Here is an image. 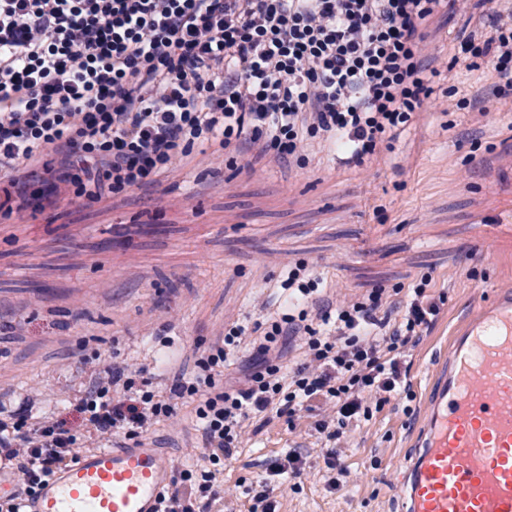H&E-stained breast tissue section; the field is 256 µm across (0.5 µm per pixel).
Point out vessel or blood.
I'll use <instances>...</instances> for the list:
<instances>
[{"instance_id": "1", "label": "vessel or blood", "mask_w": 512, "mask_h": 512, "mask_svg": "<svg viewBox=\"0 0 512 512\" xmlns=\"http://www.w3.org/2000/svg\"><path fill=\"white\" fill-rule=\"evenodd\" d=\"M403 479V512H512V293L468 314ZM172 482L152 440L88 451L46 478L21 512H159Z\"/></svg>"}]
</instances>
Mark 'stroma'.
Listing matches in <instances>:
<instances>
[{
	"label": "stroma",
	"mask_w": 512,
	"mask_h": 512,
	"mask_svg": "<svg viewBox=\"0 0 512 512\" xmlns=\"http://www.w3.org/2000/svg\"><path fill=\"white\" fill-rule=\"evenodd\" d=\"M487 0L455 15L431 46L451 52L458 35L489 30ZM488 62H465L437 78L424 112L392 149L355 164L346 149L314 158L291 176L267 167L248 174L223 159L134 190L102 215L99 204H60L20 229L0 231V370L39 386L51 408L76 422L61 393L80 358L101 353L135 362L209 347L225 316L249 313L256 291L305 261L355 295L432 274L444 313L410 349L413 400H391L339 443L349 477L326 486L323 447L308 418L263 427L218 481L224 512H249L265 464L300 446L311 466L298 489L275 486L278 512H398L400 474L428 418L426 388L451 334L475 300L512 288V112L492 96ZM481 93L483 111L444 109L448 87ZM153 440L176 465L196 463L198 424L183 412Z\"/></svg>",
	"instance_id": "35a3bbf8"
}]
</instances>
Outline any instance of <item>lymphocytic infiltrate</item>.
<instances>
[{
	"instance_id": "f902f5d3",
	"label": "lymphocytic infiltrate",
	"mask_w": 512,
	"mask_h": 512,
	"mask_svg": "<svg viewBox=\"0 0 512 512\" xmlns=\"http://www.w3.org/2000/svg\"><path fill=\"white\" fill-rule=\"evenodd\" d=\"M466 2L0 0V219L64 200L114 207L198 153L290 171L307 167L309 148L341 141L361 162L423 111L440 75L424 30ZM457 52L491 58L494 95L512 104V12ZM432 281L334 300L312 266L291 264L280 288L301 309L260 333L246 315L230 319L168 386H153L144 363L84 359L69 398L78 431L34 416L36 392L8 405L13 385L0 375V461L34 496L82 453L140 443L188 398L206 464L180 471L162 512H212L247 427L300 412L328 446L336 488L348 475L334 447L343 429L411 393L408 346L445 304Z\"/></svg>"
}]
</instances>
